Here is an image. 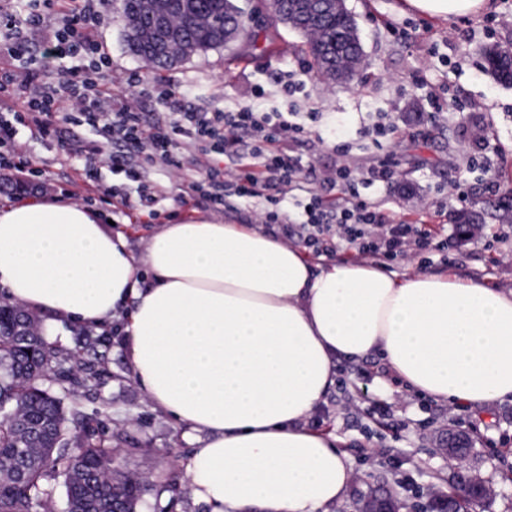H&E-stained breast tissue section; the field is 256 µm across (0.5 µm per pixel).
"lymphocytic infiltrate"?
<instances>
[{
	"mask_svg": "<svg viewBox=\"0 0 512 512\" xmlns=\"http://www.w3.org/2000/svg\"><path fill=\"white\" fill-rule=\"evenodd\" d=\"M109 0H28L24 14L0 4V96L9 103L0 109V174L38 176L26 149L16 139L24 126L43 141L62 142L67 127L90 128L93 139L64 144L63 157L79 164L89 190L99 189L103 168L123 173L135 193L101 191L113 211L139 212L157 219L158 188L143 183L146 167L171 172L193 165L197 176L182 180L179 203L187 210L223 212L229 199L248 206L264 200L260 223L283 226L296 243L314 255L337 248L358 255L393 259L436 246L431 234L416 222L395 220L368 203L363 189L385 185L394 176L391 159L379 160L362 173L337 166L320 186L302 176L301 157L288 144L305 134L296 114L261 112L251 106L230 111L197 112L178 108L170 77L144 79L131 72L120 77L123 94H115L104 77L112 58L95 36ZM53 44L75 64L65 78L47 80L29 54L31 38ZM151 94L169 113L149 122L139 109L142 94ZM340 191L341 203L328 205L326 195Z\"/></svg>",
	"mask_w": 512,
	"mask_h": 512,
	"instance_id": "f902f5d3",
	"label": "lymphocytic infiltrate"
}]
</instances>
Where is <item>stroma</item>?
<instances>
[{"mask_svg":"<svg viewBox=\"0 0 512 512\" xmlns=\"http://www.w3.org/2000/svg\"><path fill=\"white\" fill-rule=\"evenodd\" d=\"M256 41L235 42L193 55L170 76L179 83L177 98L204 112L251 105L263 111L313 112L317 120L300 140L289 142L309 165L308 178L319 181L337 161L360 172L392 155L396 174L385 188L365 189L395 219H425L433 241L448 238L447 264L436 252L378 261L384 273L452 271L459 279L512 289V86L497 83L482 66L484 47L512 48V0H489L496 22L482 16L442 22L404 11L403 0H345L364 50L361 82L336 84L320 78L301 34L277 20L268 0H237ZM121 0H112L98 40L112 58L113 73L159 70L136 56L120 20ZM423 24L428 43L406 40L402 32ZM422 71L423 83L412 79ZM296 83L287 92L285 82ZM460 97L464 115L435 113L432 97ZM393 130L370 145L367 134L380 115ZM42 176L29 178L30 198L72 201L77 172L62 162L60 147L36 139L18 127ZM497 149L491 167L480 157L485 146ZM496 192H488V181ZM479 213V231L463 237L452 220L460 210ZM59 363L50 386L64 393L82 419L98 424L116 440L117 469L140 479L138 512H210L188 487L185 462L204 436L181 428L154 410L130 376L129 354L119 328L97 332L67 321L51 323L36 316ZM367 384V401L353 400L355 385ZM334 436L348 458L353 478L347 498L330 512H355L360 495L372 488L392 490L401 512H417L428 495L448 492L458 470H466L493 489L473 512H512V403L473 407L423 398L398 382L379 360L341 362L335 386L310 422ZM467 436L472 446L462 461L446 459L448 434Z\"/></svg>","mask_w":512,"mask_h":512,"instance_id":"stroma-1","label":"stroma"}]
</instances>
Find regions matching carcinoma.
I'll return each instance as SVG.
<instances>
[{
    "label": "carcinoma",
    "instance_id": "obj_1",
    "mask_svg": "<svg viewBox=\"0 0 512 512\" xmlns=\"http://www.w3.org/2000/svg\"><path fill=\"white\" fill-rule=\"evenodd\" d=\"M197 11L216 22L237 18L247 27L244 12L235 0H196ZM289 26L307 40L319 76L333 78L331 62L349 53L361 54L356 24L344 11L329 12L315 29L300 27L288 17ZM188 42L199 51L221 46L218 30L194 27L186 31ZM20 311L0 304V512H33L44 486L64 478L66 512H80L93 495L97 512H112V499L123 496L129 510L137 508L140 486L123 476L110 478L114 451L98 438L95 429L82 423L84 435L71 430L66 408L41 383L53 368V356L39 330L25 334L15 330ZM26 456L25 478L17 475L20 455Z\"/></svg>",
    "mask_w": 512,
    "mask_h": 512
}]
</instances>
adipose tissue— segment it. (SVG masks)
Listing matches in <instances>:
<instances>
[{"mask_svg": "<svg viewBox=\"0 0 512 512\" xmlns=\"http://www.w3.org/2000/svg\"><path fill=\"white\" fill-rule=\"evenodd\" d=\"M488 0H404L448 20ZM0 298L48 320H125L133 380L206 440L186 469L212 512H329L352 468L308 420L337 364L377 358L410 391L512 402V289L454 274L313 268L263 228L165 224L144 252L80 203L0 207Z\"/></svg>", "mask_w": 512, "mask_h": 512, "instance_id": "obj_1", "label": "adipose tissue"}]
</instances>
